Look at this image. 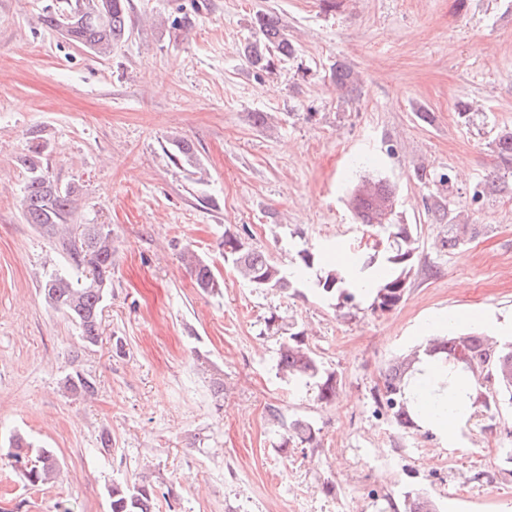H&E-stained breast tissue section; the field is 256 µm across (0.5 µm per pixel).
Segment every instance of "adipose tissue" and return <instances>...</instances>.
<instances>
[{
  "mask_svg": "<svg viewBox=\"0 0 512 512\" xmlns=\"http://www.w3.org/2000/svg\"><path fill=\"white\" fill-rule=\"evenodd\" d=\"M472 394L468 377L434 360L419 364L406 388L419 420L444 436L453 431L460 412L470 405Z\"/></svg>",
  "mask_w": 512,
  "mask_h": 512,
  "instance_id": "1",
  "label": "adipose tissue"
}]
</instances>
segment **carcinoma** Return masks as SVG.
I'll list each match as a JSON object with an SVG mask.
<instances>
[{
	"instance_id": "cac0c4a2",
	"label": "carcinoma",
	"mask_w": 512,
	"mask_h": 512,
	"mask_svg": "<svg viewBox=\"0 0 512 512\" xmlns=\"http://www.w3.org/2000/svg\"><path fill=\"white\" fill-rule=\"evenodd\" d=\"M41 24L59 32L72 44L99 57H107L131 34V3L130 0H66L63 9L42 16ZM255 26L259 36L243 47V54L253 68L271 72L276 68V62L295 55L296 47L276 15L258 14ZM331 77L340 91L351 90L356 83L354 72L342 62L336 63ZM173 146L172 161L196 165L197 158L191 144L178 140ZM47 150V143L39 139L18 158L19 166L27 173L22 212L27 223L37 224L48 235L58 238V245L76 268L88 272V276L76 281L67 275L51 274L43 282L42 292L51 308L64 312L78 325L82 342L90 347L100 339L101 308L112 285V227L109 224H86L79 236L73 235L70 226L78 188L72 185L62 187L44 174L41 159ZM382 201L395 202L392 186L382 179H364L351 194L354 217L360 223L376 228L387 242L381 265L375 266L371 258L367 261L353 260L348 270L326 266L320 269L317 281L324 292L338 291L350 301L354 299L356 290L367 287L373 296V309L389 311L403 300L418 246L409 225L388 222L389 207L381 206ZM477 234L478 229L474 226L467 229L451 224L448 235L441 239V247L455 249L466 241V236ZM220 246L239 277L256 289L286 291L294 288L303 278V271L315 265V254L302 249L298 251L299 262L295 270L289 273L251 248L245 239L228 232L224 233ZM182 259L197 287L206 291L221 287L211 265L193 251L184 250ZM462 356L466 360H460ZM425 357L457 367L473 379L472 402L463 411L462 421L469 423L479 416L491 418L500 403L512 405V340L477 331L453 330L446 336L420 344L385 371L379 404L390 411L397 426L408 428L414 425L415 413L405 395L406 377ZM277 368L282 375L298 383L315 384L317 399L322 403H331L338 396L339 385L335 375L325 373L301 333H294L281 343ZM65 385L72 394L82 397H92L96 392L93 381L79 372L68 376ZM295 439L313 441L312 426L304 421H295L283 446H288ZM11 447L14 448L10 453L14 463H20L22 458L30 460L31 466L23 467L29 485L50 484L58 478L59 466L52 450L34 448L22 433L13 435ZM108 495L111 512H153L155 496L146 483L138 486L114 483L108 489ZM404 512H436V508L423 495H407L404 497Z\"/></svg>"
}]
</instances>
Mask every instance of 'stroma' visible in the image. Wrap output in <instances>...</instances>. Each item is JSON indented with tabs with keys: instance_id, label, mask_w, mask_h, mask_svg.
<instances>
[{
	"instance_id": "1",
	"label": "stroma",
	"mask_w": 512,
	"mask_h": 512,
	"mask_svg": "<svg viewBox=\"0 0 512 512\" xmlns=\"http://www.w3.org/2000/svg\"><path fill=\"white\" fill-rule=\"evenodd\" d=\"M58 2L0 0V507L110 512L112 483L146 482L156 512H393L421 492L440 512H512V405L448 441L399 428L375 401L396 357L447 333L448 312L459 329L512 336V157L498 155L512 133V0H132L134 29L105 58L41 25ZM260 10L298 47L271 74L239 52ZM184 11L195 25L178 40L169 23ZM339 60L357 93L332 83ZM35 134L49 176L80 188L75 223L112 227L88 348L40 294L73 268L23 218L16 158ZM178 139L198 167L169 159ZM491 172L498 190L480 194ZM364 177L393 186L395 221L418 240L392 311L312 279L259 290L221 254L229 231L287 268L303 248L322 266L373 255L349 206ZM452 224L479 233L442 249ZM187 248L221 291L197 288ZM296 332L335 375L334 402L279 373ZM76 370L93 398L66 391ZM295 420L313 442L284 444ZM18 431L53 449L54 483L29 486L11 466Z\"/></svg>"
}]
</instances>
